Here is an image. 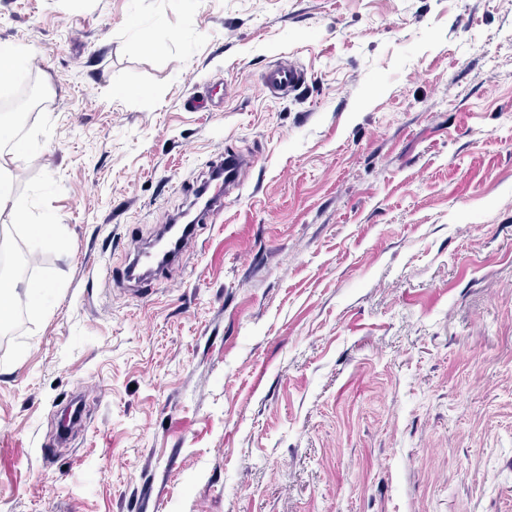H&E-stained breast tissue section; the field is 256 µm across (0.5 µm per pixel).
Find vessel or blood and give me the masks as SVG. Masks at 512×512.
<instances>
[{
  "mask_svg": "<svg viewBox=\"0 0 512 512\" xmlns=\"http://www.w3.org/2000/svg\"><path fill=\"white\" fill-rule=\"evenodd\" d=\"M304 83V72L291 63L269 66L261 77L264 92L271 95L292 94ZM254 163V156L225 151L213 163L209 180L195 189L196 195L208 197L203 209L191 223L176 228L164 225L151 240L138 246L122 271L123 280L137 283L151 281L179 263L196 246L199 226L212 223L223 212L225 197L240 186L241 171L251 168Z\"/></svg>",
  "mask_w": 512,
  "mask_h": 512,
  "instance_id": "obj_1",
  "label": "vessel or blood"
}]
</instances>
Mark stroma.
<instances>
[{
	"mask_svg": "<svg viewBox=\"0 0 512 512\" xmlns=\"http://www.w3.org/2000/svg\"><path fill=\"white\" fill-rule=\"evenodd\" d=\"M1 43L64 244L0 332V512H512V0H0ZM228 145L196 252L114 282ZM28 52L16 46H1L0 49V80H12L22 74L25 69ZM304 83V72L290 62L267 67L261 77V86L264 92L271 95H291L299 90Z\"/></svg>",
	"mask_w": 512,
	"mask_h": 512,
	"instance_id": "obj_1",
	"label": "stroma"
}]
</instances>
